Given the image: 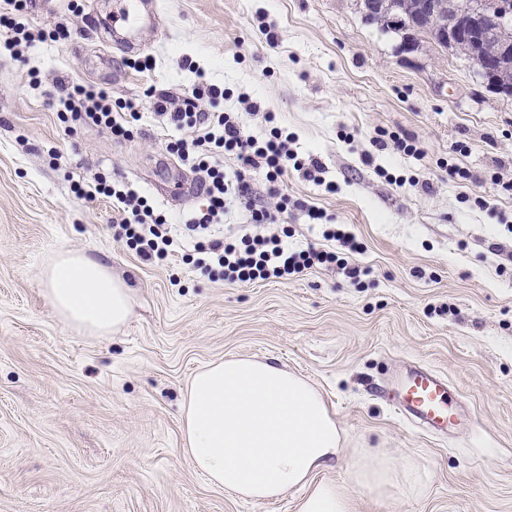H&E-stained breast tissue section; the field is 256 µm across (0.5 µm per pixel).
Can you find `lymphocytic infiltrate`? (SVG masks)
Returning a JSON list of instances; mask_svg holds the SVG:
<instances>
[{"label":"lymphocytic infiltrate","mask_w":512,"mask_h":512,"mask_svg":"<svg viewBox=\"0 0 512 512\" xmlns=\"http://www.w3.org/2000/svg\"><path fill=\"white\" fill-rule=\"evenodd\" d=\"M144 96L149 108L166 126L193 131L191 138L166 142L170 153L201 175L199 188L206 205L190 215L186 229L194 232L223 223L225 210L241 199L246 200L251 222L256 226L255 232L237 239L194 242L195 268L233 283L250 284L258 280H286L315 267L340 263V253H360L362 246L356 236L328 223L326 213L312 205L307 206L306 212L310 220L322 225L324 246L295 249L281 236L265 233V225L284 223L288 216L289 199L280 190L288 169L301 171L310 181L316 180L322 170L318 162L306 164L298 159L290 147V135L277 126L274 113H265L271 130L260 140L245 134L237 113L199 110L200 100L215 102L223 98V90L215 85L201 81L179 95L152 85L145 89ZM59 102L73 122L109 129L116 138L130 137L131 125L141 118L138 103L113 101L107 92L90 85L61 86ZM228 159L235 164L230 171L224 167ZM256 169L266 172L268 193L279 199L276 210H268L250 197L246 174ZM77 194L86 200L100 195L111 200L113 209L121 215L119 224L113 227L114 237L125 241L142 260L163 262L183 251L184 245L166 217L128 184L111 185L97 175L87 187L78 188Z\"/></svg>","instance_id":"obj_1"}]
</instances>
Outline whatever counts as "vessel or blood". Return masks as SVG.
Returning a JSON list of instances; mask_svg holds the SVG:
<instances>
[{
	"label": "vessel or blood",
	"instance_id": "vessel-or-blood-1",
	"mask_svg": "<svg viewBox=\"0 0 512 512\" xmlns=\"http://www.w3.org/2000/svg\"><path fill=\"white\" fill-rule=\"evenodd\" d=\"M159 22L156 0H115L113 20L132 27L141 19ZM380 397L417 428L444 435L456 423L458 400L446 377L422 365L407 367L397 387L380 390Z\"/></svg>",
	"mask_w": 512,
	"mask_h": 512
}]
</instances>
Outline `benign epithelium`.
<instances>
[{
  "mask_svg": "<svg viewBox=\"0 0 512 512\" xmlns=\"http://www.w3.org/2000/svg\"><path fill=\"white\" fill-rule=\"evenodd\" d=\"M448 7L442 0H417L412 4L410 20L405 22L408 37L403 49L412 52L416 48L419 35L430 30V22L434 12ZM362 16L368 18L375 14L388 17L396 23L400 15L392 7L391 0H360ZM466 28H457L462 19L460 12H455L454 24L434 30L437 39L448 41V50L454 52L458 46V33L464 32L465 39L472 42V61L477 65L484 82L495 92L511 97L512 82L503 78V71L507 70L508 62L512 60V43L501 38L503 31L512 27V3L509 0H478L467 13ZM500 39L494 57L487 58L478 52V47L491 37Z\"/></svg>",
  "mask_w": 512,
  "mask_h": 512,
  "instance_id": "1",
  "label": "benign epithelium"
}]
</instances>
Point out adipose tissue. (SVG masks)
Returning <instances> with one entry per match:
<instances>
[{
	"label": "adipose tissue",
	"instance_id": "obj_1",
	"mask_svg": "<svg viewBox=\"0 0 512 512\" xmlns=\"http://www.w3.org/2000/svg\"><path fill=\"white\" fill-rule=\"evenodd\" d=\"M52 310L94 334L120 330L129 320L131 288L108 267L65 252L45 272ZM181 429L192 468L218 488L248 501L275 500L301 487L299 512H351L343 488L316 473L343 451V434L320 394L304 379L253 358L214 362L187 387ZM355 483L380 495L420 494L428 473L394 456L362 451Z\"/></svg>",
	"mask_w": 512,
	"mask_h": 512
}]
</instances>
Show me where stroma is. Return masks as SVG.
<instances>
[{"label":"stroma","instance_id":"35a3bbf8","mask_svg":"<svg viewBox=\"0 0 512 512\" xmlns=\"http://www.w3.org/2000/svg\"><path fill=\"white\" fill-rule=\"evenodd\" d=\"M112 2L33 0L24 22L38 36L16 52L0 30V512H299L302 490L244 501L188 461V380L230 357L320 391L344 451L317 477L344 487L352 512H512V196L495 183L512 178V98L432 43L401 52L356 0H162L158 36H141L153 67L140 72L101 29ZM201 77L225 91L201 110L241 113L258 139L275 113L298 157L321 162L323 185L292 170L283 190L348 225L369 276L355 284L333 265L244 286L178 256L150 264L113 237L111 200L76 197L100 173L173 224L201 208L198 175L167 152L160 118L118 141L68 132L58 101L63 83L135 101ZM381 130L415 136L423 157L378 150ZM64 251L132 288L120 331L85 333L53 313L44 272ZM410 364L460 394L450 436L422 433L377 396ZM365 449L426 468L427 490L382 498L358 485Z\"/></svg>","mask_w":512,"mask_h":512}]
</instances>
